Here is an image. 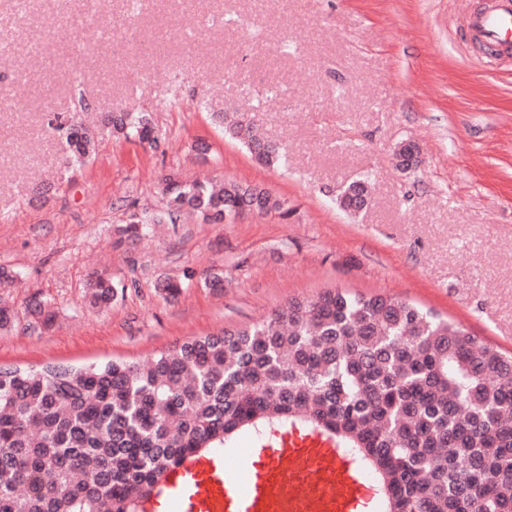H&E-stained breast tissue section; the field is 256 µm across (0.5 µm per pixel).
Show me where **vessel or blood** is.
<instances>
[{"instance_id":"obj_1","label":"vessel or blood","mask_w":512,"mask_h":512,"mask_svg":"<svg viewBox=\"0 0 512 512\" xmlns=\"http://www.w3.org/2000/svg\"><path fill=\"white\" fill-rule=\"evenodd\" d=\"M467 26L472 36L512 47V0H491ZM161 488L175 512H360L371 494L362 469L345 452L296 431L261 448L242 473H232L218 453L183 461Z\"/></svg>"}]
</instances>
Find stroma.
<instances>
[{
  "label": "stroma",
  "mask_w": 512,
  "mask_h": 512,
  "mask_svg": "<svg viewBox=\"0 0 512 512\" xmlns=\"http://www.w3.org/2000/svg\"><path fill=\"white\" fill-rule=\"evenodd\" d=\"M481 2L0 0V368L142 362L335 287L413 301L512 352V56L472 47L463 14ZM131 109L158 148L101 131L93 159L67 166L53 114ZM243 111L286 167L212 119ZM403 142L418 149L407 171ZM170 173L262 185L292 214L127 239ZM366 173L374 202L348 216L336 190ZM101 272L126 285L105 309L88 298ZM211 272L223 287H205ZM167 277L184 280L177 298Z\"/></svg>",
  "instance_id": "1"
}]
</instances>
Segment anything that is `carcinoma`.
I'll list each match as a JSON object with an SVG mask.
<instances>
[{
    "label": "carcinoma",
    "instance_id": "carcinoma-1",
    "mask_svg": "<svg viewBox=\"0 0 512 512\" xmlns=\"http://www.w3.org/2000/svg\"><path fill=\"white\" fill-rule=\"evenodd\" d=\"M257 162H285L248 114L214 112ZM109 131L158 147L152 118L113 112ZM66 131L82 166L94 140ZM395 159L416 165L402 143ZM162 206L130 213L133 240L192 211L232 222L288 203L260 185L186 183L169 175ZM371 201L370 179L345 185L349 215ZM126 285L90 281L107 308ZM302 424L332 437L375 475L384 512H512V355L410 300L328 289L239 330L190 339L150 363L0 370V512H140L185 456L217 451L239 432L257 441Z\"/></svg>",
    "mask_w": 512,
    "mask_h": 512
}]
</instances>
